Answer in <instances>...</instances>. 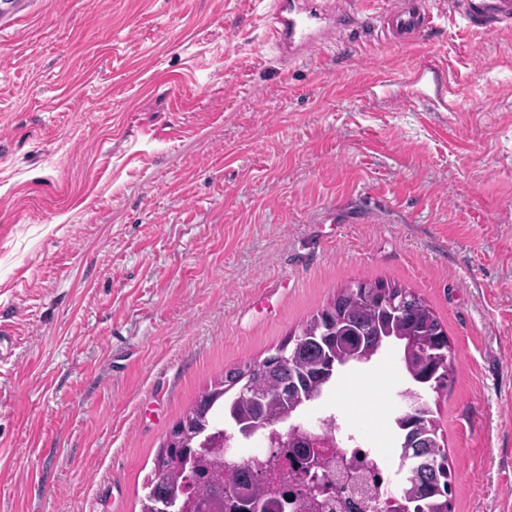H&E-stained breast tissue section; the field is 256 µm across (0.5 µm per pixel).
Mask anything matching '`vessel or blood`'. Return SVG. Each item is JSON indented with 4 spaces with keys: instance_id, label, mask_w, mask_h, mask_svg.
I'll return each mask as SVG.
<instances>
[{
    "instance_id": "b4317fda",
    "label": "vessel or blood",
    "mask_w": 512,
    "mask_h": 512,
    "mask_svg": "<svg viewBox=\"0 0 512 512\" xmlns=\"http://www.w3.org/2000/svg\"><path fill=\"white\" fill-rule=\"evenodd\" d=\"M33 3L34 0H0V33L10 32L28 20ZM454 9L467 25L487 32L512 25V0H456ZM331 15L336 23L332 30L322 27L321 9L304 6L286 11L274 6L267 40L296 59L327 49L335 42L337 30L350 26L354 10L349 0H336ZM381 19L393 44L424 38L432 25L431 13L423 0H412L408 6L393 0Z\"/></svg>"
}]
</instances>
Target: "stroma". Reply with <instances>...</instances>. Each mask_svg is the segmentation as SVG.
<instances>
[{
  "mask_svg": "<svg viewBox=\"0 0 512 512\" xmlns=\"http://www.w3.org/2000/svg\"><path fill=\"white\" fill-rule=\"evenodd\" d=\"M430 2L418 44L360 0L299 61L273 0H39L0 41V512H139L200 392L378 278L455 354L452 512H512V29ZM401 356L314 411L394 455Z\"/></svg>",
  "mask_w": 512,
  "mask_h": 512,
  "instance_id": "35a3bbf8",
  "label": "stroma"
}]
</instances>
